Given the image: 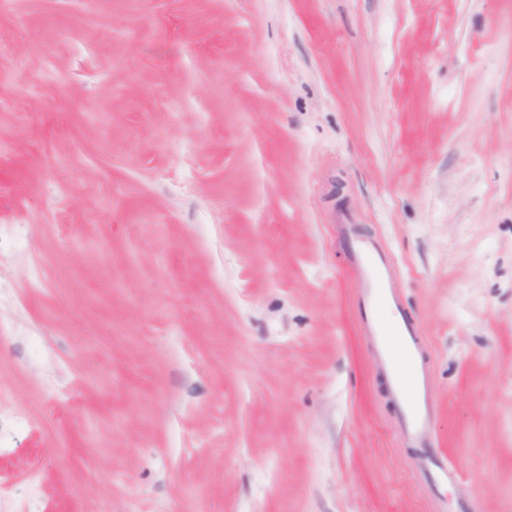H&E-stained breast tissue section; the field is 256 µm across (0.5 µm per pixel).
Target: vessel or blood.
Returning a JSON list of instances; mask_svg holds the SVG:
<instances>
[{"label":"vessel or blood","instance_id":"obj_1","mask_svg":"<svg viewBox=\"0 0 512 512\" xmlns=\"http://www.w3.org/2000/svg\"><path fill=\"white\" fill-rule=\"evenodd\" d=\"M351 270L359 283L357 305L363 311L359 331L372 340L388 368L390 385L404 408L403 435L422 444L434 412L429 371L421 360L417 328L398 312L390 261L376 242L362 240L352 247Z\"/></svg>","mask_w":512,"mask_h":512}]
</instances>
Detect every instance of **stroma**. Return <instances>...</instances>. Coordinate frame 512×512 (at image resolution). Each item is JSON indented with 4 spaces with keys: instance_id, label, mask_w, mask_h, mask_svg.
Returning <instances> with one entry per match:
<instances>
[{
    "instance_id": "obj_1",
    "label": "stroma",
    "mask_w": 512,
    "mask_h": 512,
    "mask_svg": "<svg viewBox=\"0 0 512 512\" xmlns=\"http://www.w3.org/2000/svg\"><path fill=\"white\" fill-rule=\"evenodd\" d=\"M433 499L512 512V0H0V512ZM351 270L360 284L357 305L363 315L359 331L373 341L388 368L390 385L404 408L403 435L420 445L433 417L434 403L429 393V371L420 361L422 347L418 330L400 312V299L391 288L390 261L376 242L354 241ZM387 310L391 311L389 319L385 315ZM405 367L412 369L410 375L404 373Z\"/></svg>"
}]
</instances>
